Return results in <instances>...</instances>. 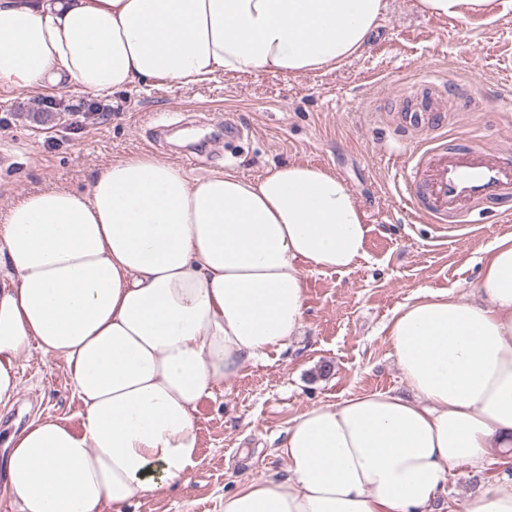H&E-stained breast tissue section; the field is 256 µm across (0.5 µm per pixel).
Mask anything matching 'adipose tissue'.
I'll return each mask as SVG.
<instances>
[{
	"label": "adipose tissue",
	"instance_id": "1",
	"mask_svg": "<svg viewBox=\"0 0 512 512\" xmlns=\"http://www.w3.org/2000/svg\"><path fill=\"white\" fill-rule=\"evenodd\" d=\"M385 0H0V88L103 95L217 72L300 77L366 48ZM367 214L327 168L189 180L149 152L99 169L87 191L46 189L0 225V410L20 360L65 361L81 430L33 420L0 449L12 512H125L187 484L194 413L218 382L285 345L306 272L365 254ZM478 301L420 291L386 336L407 395L313 405L278 450L283 479H249L224 512H434L448 474L504 448L512 468V233Z\"/></svg>",
	"mask_w": 512,
	"mask_h": 512
}]
</instances>
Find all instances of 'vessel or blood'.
<instances>
[{
  "label": "vessel or blood",
  "instance_id": "obj_1",
  "mask_svg": "<svg viewBox=\"0 0 512 512\" xmlns=\"http://www.w3.org/2000/svg\"><path fill=\"white\" fill-rule=\"evenodd\" d=\"M425 120L437 135L398 161L400 198L416 204L434 224H460L469 213L492 208L499 217H511L512 155L472 141L446 144L440 134L446 121L441 103H434Z\"/></svg>",
  "mask_w": 512,
  "mask_h": 512
}]
</instances>
